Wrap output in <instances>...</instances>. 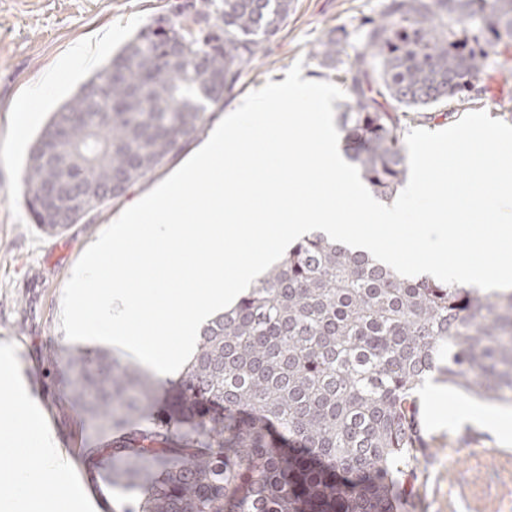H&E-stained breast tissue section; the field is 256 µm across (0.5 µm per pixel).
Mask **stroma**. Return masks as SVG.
<instances>
[{"instance_id":"obj_1","label":"stroma","mask_w":512,"mask_h":512,"mask_svg":"<svg viewBox=\"0 0 512 512\" xmlns=\"http://www.w3.org/2000/svg\"><path fill=\"white\" fill-rule=\"evenodd\" d=\"M177 0H0V340L17 347L19 372L39 403L43 424L64 451L96 454L64 400L61 364L75 346L61 328L65 284L86 246L104 224L150 192L180 166L191 145L171 157L126 195L110 200L92 223L49 236L32 223L25 204L23 168L29 148L52 112L100 70L124 41L150 20L168 15ZM386 0H294L283 29L259 61L243 70L225 106L267 82H283L295 62L312 81L335 82L315 57L334 30L347 36L344 63L360 51V26ZM118 39L90 59L76 49L106 30ZM474 107L512 124V73L486 71ZM432 462L419 476L420 512H512V406L471 397L437 383L420 403ZM108 460L99 468L73 466L72 496L81 512H112Z\"/></svg>"}]
</instances>
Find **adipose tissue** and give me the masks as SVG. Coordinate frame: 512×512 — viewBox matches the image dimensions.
Returning <instances> with one entry per match:
<instances>
[{
	"instance_id": "1",
	"label": "adipose tissue",
	"mask_w": 512,
	"mask_h": 512,
	"mask_svg": "<svg viewBox=\"0 0 512 512\" xmlns=\"http://www.w3.org/2000/svg\"><path fill=\"white\" fill-rule=\"evenodd\" d=\"M12 391L13 410L0 417V512H69L67 460L50 430L36 426L37 410L15 374L12 346L0 344V391ZM56 490L50 505H39V492Z\"/></svg>"
}]
</instances>
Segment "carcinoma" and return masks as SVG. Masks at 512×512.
<instances>
[{
  "instance_id": "cac0c4a2",
  "label": "carcinoma",
  "mask_w": 512,
  "mask_h": 512,
  "mask_svg": "<svg viewBox=\"0 0 512 512\" xmlns=\"http://www.w3.org/2000/svg\"><path fill=\"white\" fill-rule=\"evenodd\" d=\"M293 0H183L143 26L53 112L28 154L33 223L49 234L131 188L210 121L285 25ZM167 22V27L155 22ZM340 78L346 155L380 198L407 170L409 109L465 102L512 62V0H387ZM346 40L315 56L331 67ZM392 100L404 111L389 112ZM84 204H75V189ZM88 436L112 433L115 512H398L427 445L419 397L443 380L512 404V292L403 277L312 233L198 336L154 414L146 372L102 352L66 363Z\"/></svg>"
}]
</instances>
